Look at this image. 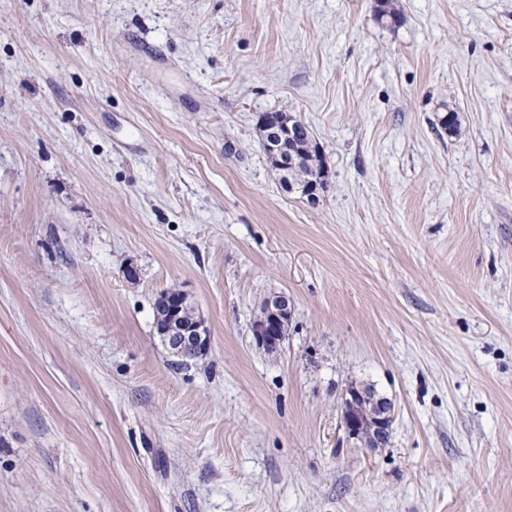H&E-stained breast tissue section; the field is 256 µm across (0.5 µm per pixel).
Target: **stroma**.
<instances>
[{
  "instance_id": "stroma-1",
  "label": "stroma",
  "mask_w": 512,
  "mask_h": 512,
  "mask_svg": "<svg viewBox=\"0 0 512 512\" xmlns=\"http://www.w3.org/2000/svg\"><path fill=\"white\" fill-rule=\"evenodd\" d=\"M388 3L0 0V512H512V0ZM352 383L389 446L347 437ZM277 113L269 112L260 117L259 137L266 153L278 155V164L282 173H284V184L288 188V169L295 166L299 159L294 156L289 158L288 155H283L280 148L283 141L293 137L297 123L300 120H297L292 115L288 116V120H285L284 117ZM186 299L178 289L165 295V305L169 310L168 320L159 329L163 342L173 354L184 355L192 352L204 355L208 347V334L202 319L187 325L180 321L179 311ZM291 317V307L287 296L274 295L265 300V313L253 326L256 345L263 349H277L283 339L282 328L286 319ZM392 402L367 391L364 387L350 384L345 389L342 419L349 439L362 448H381L391 438L393 424Z\"/></svg>"
}]
</instances>
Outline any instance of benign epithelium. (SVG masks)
<instances>
[{
    "mask_svg": "<svg viewBox=\"0 0 512 512\" xmlns=\"http://www.w3.org/2000/svg\"><path fill=\"white\" fill-rule=\"evenodd\" d=\"M298 120L293 116L286 118L275 112L260 117L259 137L265 152L279 157L278 164L282 173L295 166L299 159L288 157L281 152L282 142L293 137ZM325 183L313 179L305 184L292 186L290 191L314 202L319 198ZM186 299L178 289L165 295V305L169 310L168 320L159 329L163 342L177 355L192 352L203 355L208 347V334L204 321L199 319L193 324L180 321L179 311ZM291 317L288 297L274 295L265 300V313L253 326L256 345L263 349H277L283 339L282 328L286 319ZM342 419L348 438L358 442L361 447L381 448L391 437L393 424L392 402L361 386L350 384L345 389L342 406Z\"/></svg>",
    "mask_w": 512,
    "mask_h": 512,
    "instance_id": "obj_1",
    "label": "benign epithelium"
}]
</instances>
